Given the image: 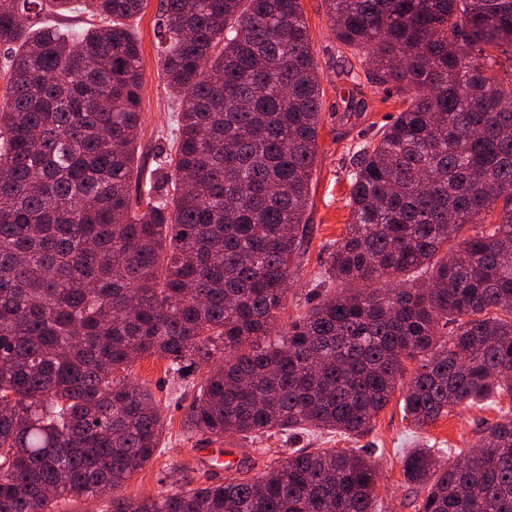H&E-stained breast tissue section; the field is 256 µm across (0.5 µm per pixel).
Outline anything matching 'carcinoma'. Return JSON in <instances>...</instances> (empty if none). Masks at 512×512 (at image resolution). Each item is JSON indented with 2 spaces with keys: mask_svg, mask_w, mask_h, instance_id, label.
Returning <instances> with one entry per match:
<instances>
[{
  "mask_svg": "<svg viewBox=\"0 0 512 512\" xmlns=\"http://www.w3.org/2000/svg\"><path fill=\"white\" fill-rule=\"evenodd\" d=\"M147 3L0 0V512L82 497L105 512H375L372 464L329 448L116 496L163 432L127 370L205 369L187 420L217 438L356 436L402 385L419 428L512 399V0H325L337 41L406 108L350 158L347 232L317 278L334 295L276 340L322 118L301 0H160L181 109L143 190L129 21ZM48 7L88 27H57ZM499 201L500 222L473 223ZM483 432L489 447L446 469L403 452L419 512H512V418Z\"/></svg>",
  "mask_w": 512,
  "mask_h": 512,
  "instance_id": "carcinoma-1",
  "label": "carcinoma"
}]
</instances>
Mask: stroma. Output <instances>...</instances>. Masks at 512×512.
Instances as JSON below:
<instances>
[{
  "label": "stroma",
  "mask_w": 512,
  "mask_h": 512,
  "mask_svg": "<svg viewBox=\"0 0 512 512\" xmlns=\"http://www.w3.org/2000/svg\"><path fill=\"white\" fill-rule=\"evenodd\" d=\"M309 26L314 58L322 75V128L318 138L317 160L305 214L311 237L301 269L288 294L280 322H288L317 304L313 292L316 279L329 254L342 240L350 218L347 205L350 184L348 159L355 147L391 123L403 108L404 97L394 85H379L370 80L352 84L341 68L353 60V49L341 45L327 16L324 0H302ZM159 0H150L145 13L134 19L141 47V112L138 130V166L151 170L157 155L171 147L170 135L180 109L166 86L155 29ZM132 380L143 384L154 395L164 422L159 447L152 461L138 470L124 487V496L143 499L158 496L177 480L194 483H219L224 473L201 466L196 451L208 447L211 439L189 431L186 412L202 377L190 369L174 374L164 358L136 360L128 370ZM512 410V398H499L496 404L455 409L424 429H414L405 419L401 396L389 404L363 434L346 437L336 433L274 434L256 441L234 436L223 439L226 448H235L253 472H261L284 460L292 448L368 449L378 472V512H419V499L408 489L400 462L404 449L426 443L437 449L440 462H448L476 448L482 438L480 421L497 422Z\"/></svg>",
  "instance_id": "stroma-1"
}]
</instances>
